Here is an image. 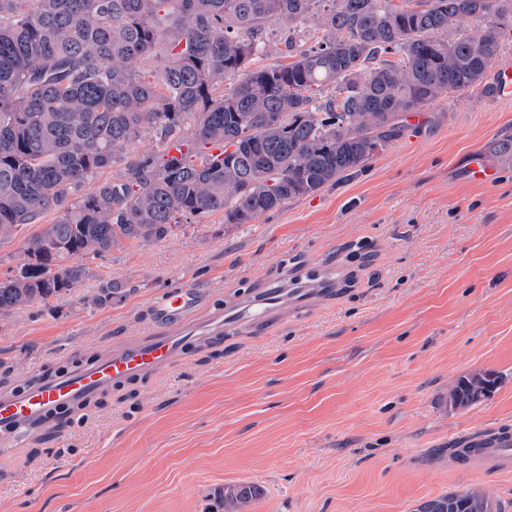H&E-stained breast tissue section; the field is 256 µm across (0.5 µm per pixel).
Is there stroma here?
Masks as SVG:
<instances>
[{
	"label": "stroma",
	"instance_id": "1",
	"mask_svg": "<svg viewBox=\"0 0 512 512\" xmlns=\"http://www.w3.org/2000/svg\"><path fill=\"white\" fill-rule=\"evenodd\" d=\"M352 177L250 224L220 216L94 260L82 285L0 319V391L92 362L156 329V300L197 288L207 307L327 277L258 326L188 345L170 369L98 396L0 455V512H415L473 490L512 512V471L448 462L450 440L512 426V98L473 92L409 114ZM488 154L493 184L466 173ZM111 304L88 303L112 283ZM490 371L489 397L452 407L458 379ZM262 494L256 485H232L224 489V512H240L242 507Z\"/></svg>",
	"mask_w": 512,
	"mask_h": 512
}]
</instances>
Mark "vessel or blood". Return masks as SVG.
<instances>
[{"instance_id": "1", "label": "vessel or blood", "mask_w": 512, "mask_h": 512, "mask_svg": "<svg viewBox=\"0 0 512 512\" xmlns=\"http://www.w3.org/2000/svg\"><path fill=\"white\" fill-rule=\"evenodd\" d=\"M285 291L273 288L260 300L249 321L263 323L269 309L283 303ZM157 327L148 335L115 344L90 364L64 370L52 378H41L14 391L0 393V448H20L33 430L64 421L80 406L101 392L134 377H151L165 372L182 354L190 339L182 327L197 320L205 338L238 331L246 320L240 305L206 310L199 291L189 287L171 290L155 305ZM451 452L458 464L500 470L512 468V428L469 432L455 439Z\"/></svg>"}]
</instances>
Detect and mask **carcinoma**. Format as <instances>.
Wrapping results in <instances>:
<instances>
[{
    "label": "carcinoma",
    "mask_w": 512,
    "mask_h": 512,
    "mask_svg": "<svg viewBox=\"0 0 512 512\" xmlns=\"http://www.w3.org/2000/svg\"><path fill=\"white\" fill-rule=\"evenodd\" d=\"M511 42L512 0H0V241L56 214L0 280V318L72 290L114 249L194 218L250 224L364 169L407 114L490 93ZM279 43L288 62L260 64ZM151 134L156 151L128 152ZM492 152L511 164L512 136ZM481 380L490 393L496 378L473 373L451 403L475 402ZM261 494L227 486L224 512ZM473 498L493 512L472 492L416 512Z\"/></svg>",
    "instance_id": "obj_1"
}]
</instances>
